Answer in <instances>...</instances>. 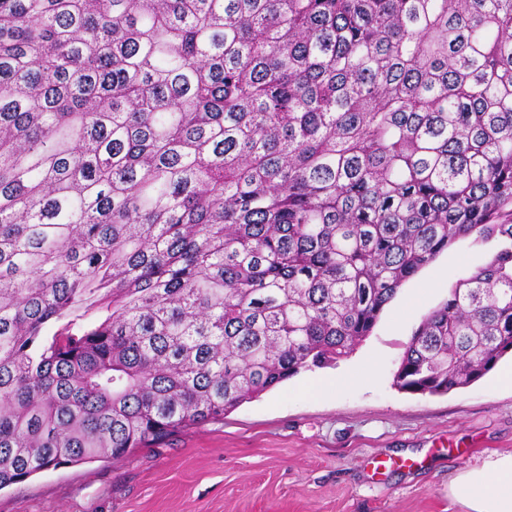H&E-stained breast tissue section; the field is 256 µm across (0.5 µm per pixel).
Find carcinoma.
Instances as JSON below:
<instances>
[{
    "mask_svg": "<svg viewBox=\"0 0 512 512\" xmlns=\"http://www.w3.org/2000/svg\"><path fill=\"white\" fill-rule=\"evenodd\" d=\"M466 238L401 390L512 352V0H0V490L349 356Z\"/></svg>",
    "mask_w": 512,
    "mask_h": 512,
    "instance_id": "carcinoma-1",
    "label": "carcinoma"
}]
</instances>
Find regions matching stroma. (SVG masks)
Segmentation results:
<instances>
[{"mask_svg": "<svg viewBox=\"0 0 512 512\" xmlns=\"http://www.w3.org/2000/svg\"><path fill=\"white\" fill-rule=\"evenodd\" d=\"M488 255L457 241L346 359L124 458L45 470L0 490V512H467L452 480L512 453V356L443 396L399 390L394 375L423 318ZM344 373L352 382L331 386Z\"/></svg>", "mask_w": 512, "mask_h": 512, "instance_id": "35a3bbf8", "label": "stroma"}]
</instances>
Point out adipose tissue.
Here are the masks:
<instances>
[{
	"instance_id": "ef3b65f1",
	"label": "adipose tissue",
	"mask_w": 512,
	"mask_h": 512,
	"mask_svg": "<svg viewBox=\"0 0 512 512\" xmlns=\"http://www.w3.org/2000/svg\"><path fill=\"white\" fill-rule=\"evenodd\" d=\"M469 512H512V454L494 455L452 484Z\"/></svg>"
}]
</instances>
